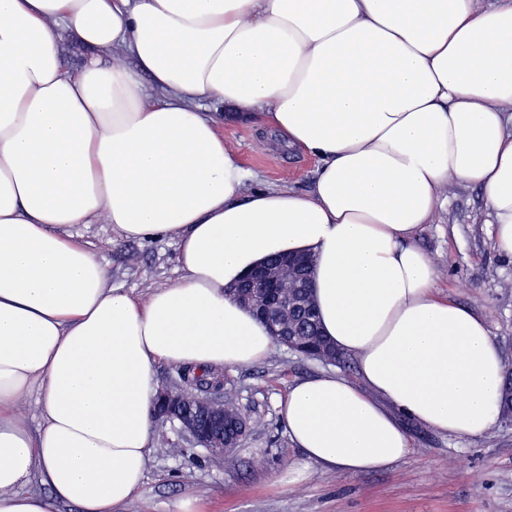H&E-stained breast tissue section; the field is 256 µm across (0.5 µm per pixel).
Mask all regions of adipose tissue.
Instances as JSON below:
<instances>
[{
  "label": "adipose tissue",
  "instance_id": "1",
  "mask_svg": "<svg viewBox=\"0 0 512 512\" xmlns=\"http://www.w3.org/2000/svg\"><path fill=\"white\" fill-rule=\"evenodd\" d=\"M207 100L315 158L312 191L249 188ZM456 182L512 256V0H0V512L131 500L157 365L263 360L273 336L226 289L275 255L312 256L322 331L360 377L281 397L308 461L386 470L404 416L488 434L502 357L416 243ZM98 219L176 240L180 277L110 287L70 233ZM34 475L49 496L22 492Z\"/></svg>",
  "mask_w": 512,
  "mask_h": 512
}]
</instances>
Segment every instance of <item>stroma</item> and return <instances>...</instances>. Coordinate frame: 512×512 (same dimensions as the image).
<instances>
[{
    "mask_svg": "<svg viewBox=\"0 0 512 512\" xmlns=\"http://www.w3.org/2000/svg\"><path fill=\"white\" fill-rule=\"evenodd\" d=\"M224 138L253 187L312 189L316 160L280 144L271 129L228 125ZM447 194L416 243L439 272V294L485 318L512 365V257L495 247L478 188L453 184ZM72 232L98 252L112 287L143 297L180 276L174 240H126L103 223ZM328 370L357 377L356 367L280 344L254 366L225 371V388L251 421L240 447L214 458L172 424L155 423L144 484L123 512H512V419L477 439L406 422L411 450L384 471L349 475L308 463L288 437L278 401L296 381Z\"/></svg>",
    "mask_w": 512,
    "mask_h": 512,
    "instance_id": "obj_1",
    "label": "stroma"
}]
</instances>
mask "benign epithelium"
Segmentation results:
<instances>
[{
    "label": "benign epithelium",
    "instance_id": "1",
    "mask_svg": "<svg viewBox=\"0 0 512 512\" xmlns=\"http://www.w3.org/2000/svg\"><path fill=\"white\" fill-rule=\"evenodd\" d=\"M305 277L306 267L299 258L285 257L280 267L274 270L263 264L239 282L243 292L236 296V300L264 322L281 345L302 357L314 359L319 353L297 339L289 320L282 315L284 308L299 305L284 289L290 287L294 279L298 281L296 287H301L300 281ZM175 401L174 387L160 389L155 397V419L174 424L187 441L204 448L213 457H222L237 448L239 438L247 433V422L244 421L239 427L238 439L224 435V406L219 395L195 398L188 411L178 410Z\"/></svg>",
    "mask_w": 512,
    "mask_h": 512
}]
</instances>
